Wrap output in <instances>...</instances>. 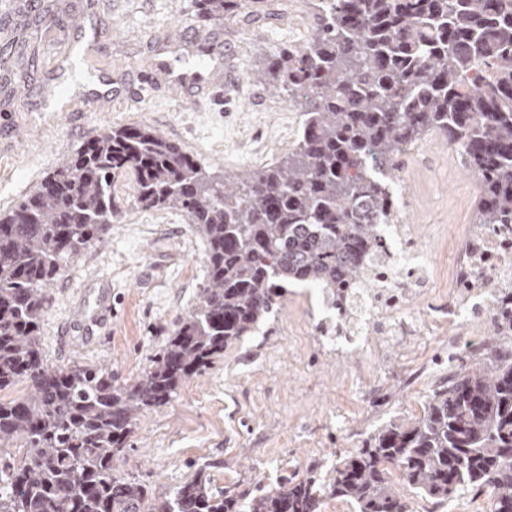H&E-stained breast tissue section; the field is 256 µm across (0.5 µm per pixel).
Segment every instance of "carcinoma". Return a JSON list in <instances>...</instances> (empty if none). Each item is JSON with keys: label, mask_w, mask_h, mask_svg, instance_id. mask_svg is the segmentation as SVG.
<instances>
[{"label": "carcinoma", "mask_w": 512, "mask_h": 512, "mask_svg": "<svg viewBox=\"0 0 512 512\" xmlns=\"http://www.w3.org/2000/svg\"><path fill=\"white\" fill-rule=\"evenodd\" d=\"M250 1L196 0L215 22ZM264 82L303 112L285 159L221 178L149 126H105L0 214V393L25 383L0 398V451L24 449L0 478V512H141L148 488L115 466L140 415L277 313L286 283L328 299L365 285L399 156L427 134H448L477 179L479 223L512 224V0H331ZM123 186L140 209L180 211L206 246L199 300L130 385L106 367L50 365L40 341L45 288L124 221ZM495 323L512 332L511 291ZM469 360L419 417L329 468L244 491L201 471L150 512H324L328 499L410 512L401 484L439 501L486 489L491 512H512V351Z\"/></svg>", "instance_id": "carcinoma-1"}]
</instances>
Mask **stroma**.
Returning <instances> with one entry per match:
<instances>
[{
    "instance_id": "1",
    "label": "stroma",
    "mask_w": 512,
    "mask_h": 512,
    "mask_svg": "<svg viewBox=\"0 0 512 512\" xmlns=\"http://www.w3.org/2000/svg\"><path fill=\"white\" fill-rule=\"evenodd\" d=\"M309 0H268L264 11L230 21L203 20L195 0H0V209L40 180L99 128L145 124L197 153L212 173L239 175L248 156L285 158L286 131L303 121L286 92L256 81L271 55L295 44L311 23ZM223 49L210 55L211 46ZM82 52L86 73L112 98L74 90L68 63ZM185 65L202 79L233 70L230 100L194 99L180 90L138 92V74L159 78ZM70 88L71 111L49 112L44 95ZM397 181L412 202L397 211L434 275L411 307L421 315L451 279L448 259L461 230L474 224L479 186L439 133L399 162ZM205 246L183 216L130 209L100 241L60 272L47 290L40 327L48 363L110 368L132 383L161 354L205 279ZM108 280L116 314L87 332L78 315ZM320 288L296 286L260 331L227 348L171 400L143 414L118 472L138 479L153 499L169 497L206 468L214 486L248 485L334 464L391 419L421 414L433 386L493 346L491 325L457 320L413 335L369 336L361 354L337 352L307 327V301Z\"/></svg>"
}]
</instances>
